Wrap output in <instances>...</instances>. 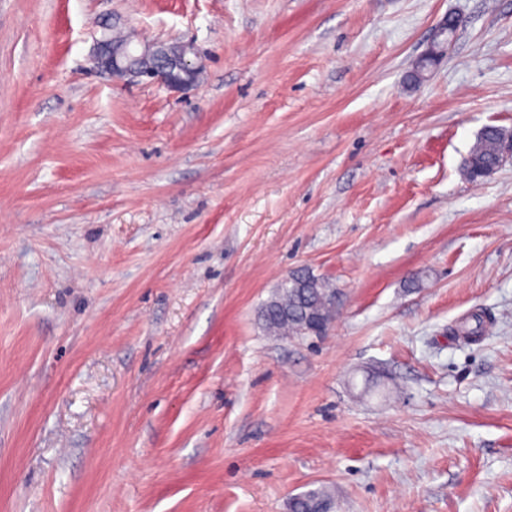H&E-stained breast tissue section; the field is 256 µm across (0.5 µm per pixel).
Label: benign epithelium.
Returning <instances> with one entry per match:
<instances>
[{"label":"benign epithelium","instance_id":"1","mask_svg":"<svg viewBox=\"0 0 512 512\" xmlns=\"http://www.w3.org/2000/svg\"><path fill=\"white\" fill-rule=\"evenodd\" d=\"M93 67L129 82L159 84L178 92L196 89L202 72L194 46L183 41L156 42L137 47L131 40L109 45L103 38L97 43ZM334 319L305 321L310 337L327 335Z\"/></svg>","mask_w":512,"mask_h":512}]
</instances>
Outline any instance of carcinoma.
<instances>
[{
  "label": "carcinoma",
  "instance_id": "obj_1",
  "mask_svg": "<svg viewBox=\"0 0 512 512\" xmlns=\"http://www.w3.org/2000/svg\"><path fill=\"white\" fill-rule=\"evenodd\" d=\"M501 128L488 125L476 137L463 162V172L471 181L480 180L484 170L498 168L502 164ZM331 295L329 284L308 271H299L293 280L278 287L260 312V319L267 332L289 335L295 323L308 317L321 318L330 308L327 299ZM330 500L322 488L311 490L292 501L291 512H313L316 506Z\"/></svg>",
  "mask_w": 512,
  "mask_h": 512
}]
</instances>
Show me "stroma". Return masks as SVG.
I'll return each instance as SVG.
<instances>
[{
    "instance_id": "obj_1",
    "label": "stroma",
    "mask_w": 512,
    "mask_h": 512,
    "mask_svg": "<svg viewBox=\"0 0 512 512\" xmlns=\"http://www.w3.org/2000/svg\"><path fill=\"white\" fill-rule=\"evenodd\" d=\"M113 25L193 43L198 88L94 71ZM488 125L512 0H0V512H512ZM302 268L336 321L271 335ZM501 129L488 125L476 137L463 162V172L470 181L483 179V170L499 168L502 164ZM331 500L330 495L322 488L311 490L300 495L296 500L292 501L290 510L292 512H311L316 506Z\"/></svg>"
}]
</instances>
